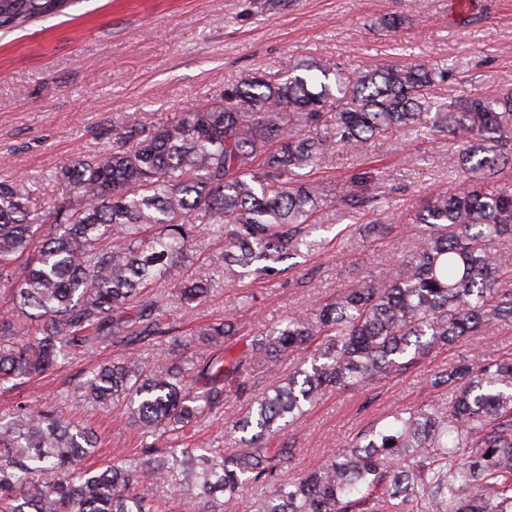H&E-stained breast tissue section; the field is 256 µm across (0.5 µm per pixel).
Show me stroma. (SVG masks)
Wrapping results in <instances>:
<instances>
[{
	"mask_svg": "<svg viewBox=\"0 0 512 512\" xmlns=\"http://www.w3.org/2000/svg\"><path fill=\"white\" fill-rule=\"evenodd\" d=\"M473 2V19L464 24L449 15L448 0H79L65 15L0 37V180H25L33 204L43 205L58 192L52 173L77 155L111 148L128 116L158 124L216 97L248 72L275 77L308 57L335 59L351 70L445 63L453 75L439 97L493 94L512 86V0ZM392 13L409 15L410 25L390 36L377 32L373 20ZM367 154L383 155L390 166L398 208L448 186L451 147L432 132L419 144L400 140L382 153L368 147ZM349 224L339 206L324 207L312 237L328 241V248L245 289L216 288L197 317H238L246 345L414 246V233L393 220L364 252L350 251L343 239ZM462 356L479 362L512 357V326H488L389 380L329 392L269 445L293 448L295 471L312 469L390 408L447 398L434 377ZM87 365L74 359L29 384L24 395L93 426L102 440L98 461L134 452L139 442L121 411L91 414L77 403L74 389ZM245 404L229 392L222 416L202 424L196 440L234 446L225 424Z\"/></svg>",
	"mask_w": 512,
	"mask_h": 512,
	"instance_id": "obj_1",
	"label": "stroma"
}]
</instances>
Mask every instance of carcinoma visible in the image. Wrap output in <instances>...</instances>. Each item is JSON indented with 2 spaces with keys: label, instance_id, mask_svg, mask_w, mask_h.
<instances>
[{
  "label": "carcinoma",
  "instance_id": "cac0c4a2",
  "mask_svg": "<svg viewBox=\"0 0 512 512\" xmlns=\"http://www.w3.org/2000/svg\"><path fill=\"white\" fill-rule=\"evenodd\" d=\"M73 0H0V32L64 14ZM408 19L374 25L395 32ZM448 68L403 64L350 72L304 59L269 80L247 74L215 99L154 128L129 118L106 152L61 169L59 195L29 206L23 181L0 180V393L71 357L113 348L78 387L98 412L127 409L141 448L98 468L95 435L47 403L17 397L0 415V512H177L190 499L224 512L247 486L253 512H512V359L462 360L438 372L448 402L392 409L318 469L288 478L292 449L264 440L329 389L390 379L462 336L512 323V87L435 100ZM295 123L286 126L281 114ZM431 125L457 145L445 191L407 210L408 254L349 282L235 352L241 323L179 334L210 296L215 272L237 288L321 248L310 240L327 202L315 178L345 153ZM135 141L132 147L129 141ZM391 174L373 162L337 202L354 224L386 213ZM209 224L206 230L202 225ZM202 265L184 278L188 253ZM171 340L181 355L146 361L134 347ZM297 356L288 373L281 359ZM271 381L232 421L246 449L180 448V431L247 392L251 365Z\"/></svg>",
  "mask_w": 512,
  "mask_h": 512
}]
</instances>
